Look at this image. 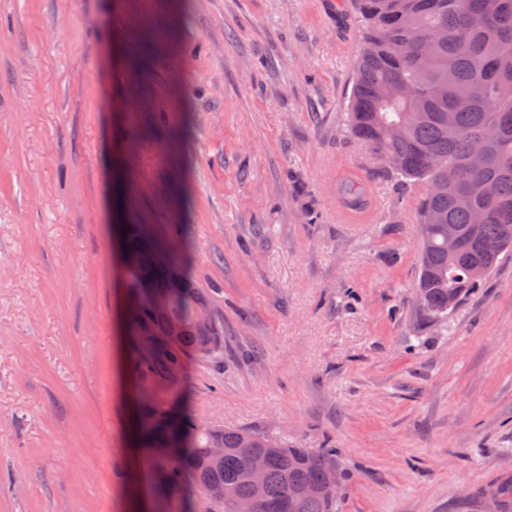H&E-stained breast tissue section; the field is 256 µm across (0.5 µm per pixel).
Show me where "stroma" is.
Masks as SVG:
<instances>
[{
    "instance_id": "stroma-1",
    "label": "stroma",
    "mask_w": 512,
    "mask_h": 512,
    "mask_svg": "<svg viewBox=\"0 0 512 512\" xmlns=\"http://www.w3.org/2000/svg\"><path fill=\"white\" fill-rule=\"evenodd\" d=\"M358 53L337 0H0V512H136L116 224L190 239L224 326L196 418L334 449L341 512H496L512 257L420 318L421 190L345 131Z\"/></svg>"
}]
</instances>
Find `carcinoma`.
<instances>
[{
	"instance_id": "carcinoma-1",
	"label": "carcinoma",
	"mask_w": 512,
	"mask_h": 512,
	"mask_svg": "<svg viewBox=\"0 0 512 512\" xmlns=\"http://www.w3.org/2000/svg\"><path fill=\"white\" fill-rule=\"evenodd\" d=\"M354 11L360 57L349 132L380 159H395L397 180L423 187L417 296L426 319L446 321L512 255V0L492 8L488 0H355ZM342 192L352 206L364 201L355 180ZM113 236L134 310L127 327L129 369L140 384L134 428L154 512H187L197 495L208 512H339L326 485L327 470H337L332 449L291 448L281 435L192 419L185 364L223 356V325L200 321L209 296L151 225L115 224ZM154 297L166 308H155Z\"/></svg>"
}]
</instances>
